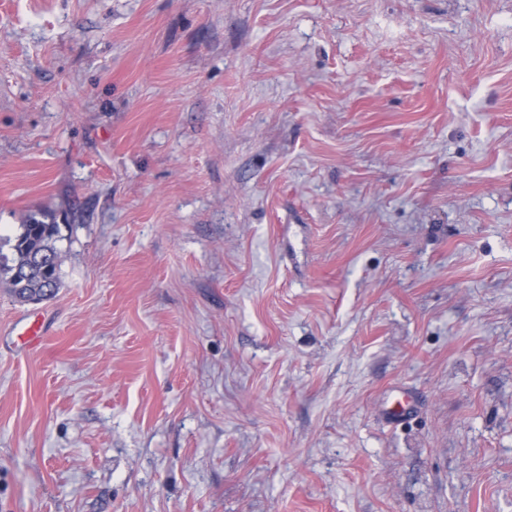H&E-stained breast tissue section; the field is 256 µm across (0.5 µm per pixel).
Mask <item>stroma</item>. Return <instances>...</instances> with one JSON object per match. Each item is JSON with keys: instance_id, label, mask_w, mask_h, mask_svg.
<instances>
[{"instance_id": "1", "label": "stroma", "mask_w": 512, "mask_h": 512, "mask_svg": "<svg viewBox=\"0 0 512 512\" xmlns=\"http://www.w3.org/2000/svg\"><path fill=\"white\" fill-rule=\"evenodd\" d=\"M34 214L0 512H512V0H0ZM54 223L32 217L22 224V231L15 238L11 264L0 256V274H9V288L21 303L42 301L59 286L61 261L54 245L58 234V225Z\"/></svg>"}]
</instances>
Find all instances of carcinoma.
<instances>
[{
    "instance_id": "carcinoma-1",
    "label": "carcinoma",
    "mask_w": 512,
    "mask_h": 512,
    "mask_svg": "<svg viewBox=\"0 0 512 512\" xmlns=\"http://www.w3.org/2000/svg\"><path fill=\"white\" fill-rule=\"evenodd\" d=\"M58 225L35 217L22 225L15 238L13 258L7 264L0 256V274H9L8 284L21 303L42 301L53 295L60 282V253L54 245Z\"/></svg>"
}]
</instances>
